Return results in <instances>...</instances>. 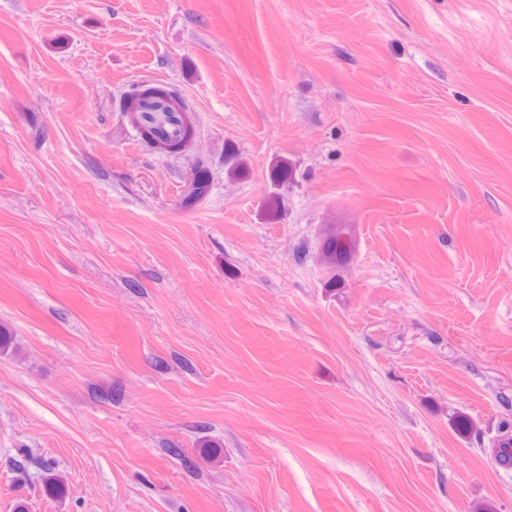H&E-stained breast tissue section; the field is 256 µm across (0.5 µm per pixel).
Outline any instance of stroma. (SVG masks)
<instances>
[{
    "instance_id": "1",
    "label": "stroma",
    "mask_w": 512,
    "mask_h": 512,
    "mask_svg": "<svg viewBox=\"0 0 512 512\" xmlns=\"http://www.w3.org/2000/svg\"><path fill=\"white\" fill-rule=\"evenodd\" d=\"M1 324L0 512H512V0H0ZM161 105H169L171 112L166 111L163 106L143 109L144 119L152 124L158 133L167 138H179L183 135L184 128L192 125V111L187 107L185 102L176 96L170 102H163ZM143 119V120H144ZM144 120V121H145ZM351 244L352 241L347 232L336 230V227L329 228L321 252L322 263L329 269L336 268V259L345 255Z\"/></svg>"
}]
</instances>
